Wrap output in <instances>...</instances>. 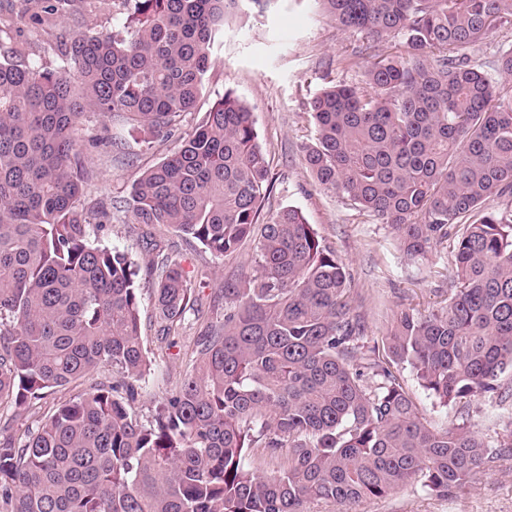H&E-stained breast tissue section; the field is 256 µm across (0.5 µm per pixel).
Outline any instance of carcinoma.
I'll list each match as a JSON object with an SVG mask.
<instances>
[{"instance_id":"cac0c4a2","label":"carcinoma","mask_w":512,"mask_h":512,"mask_svg":"<svg viewBox=\"0 0 512 512\" xmlns=\"http://www.w3.org/2000/svg\"><path fill=\"white\" fill-rule=\"evenodd\" d=\"M93 2L30 0L29 20L52 29ZM243 2L112 0V31L56 38L62 66L0 62V405L36 409L102 366L116 373L23 440L0 427L5 512H308L414 481L446 497L487 458L466 423L432 429L400 371L460 408L503 398L512 375V94L460 55L512 23V0H315L373 61L363 85L310 102L307 168L389 225L408 259L449 246L444 305L398 312L362 352L343 259L296 207L259 223L269 160L253 112L227 92L133 185L130 222L171 226L218 257L253 240L258 272L224 279V319L191 370L150 420L133 413L150 366L140 267L90 239L108 214L85 202L92 170L74 128L90 110L147 143L170 136ZM389 37L403 54H377ZM145 274L165 339L196 292L163 252ZM256 448L287 460L260 475Z\"/></svg>"}]
</instances>
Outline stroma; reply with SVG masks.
I'll return each instance as SVG.
<instances>
[{
	"instance_id": "obj_1",
	"label": "stroma",
	"mask_w": 512,
	"mask_h": 512,
	"mask_svg": "<svg viewBox=\"0 0 512 512\" xmlns=\"http://www.w3.org/2000/svg\"><path fill=\"white\" fill-rule=\"evenodd\" d=\"M0 14L11 17L24 32L29 52L47 66H59L52 34L29 27L23 0H0ZM360 34L341 29L322 15L314 0H263L228 17L224 34L211 51L204 88L192 112L184 114L172 137L144 144L130 127L85 112L76 127L94 169L87 198L103 202L109 216L90 227L102 244L128 248L135 258L145 255L144 241L168 243L169 257L178 262L200 290V316H188L179 333L160 340L152 299L153 283L140 277L141 334L151 367L141 382L142 395L133 410L147 419L182 379L189 357L207 323L224 314L220 291L225 276L238 265L255 267L256 251L246 245L238 258H217L199 243L164 225L130 223L127 207L132 184L148 168L167 158L212 104L232 92L253 111L259 142L270 158L274 187L268 207L299 208L309 224L346 262L355 290L356 313L364 320L368 340L386 335L394 313L412 308L421 313L443 305L453 266L448 250L435 248L417 261H406L394 231L375 224L335 192L324 189L307 169L303 147L314 136L311 98L332 83L362 85L365 60L356 52ZM405 387L430 425L439 431L464 422L488 447L512 430V378L501 386L504 402L472 401L469 409L434 405L411 370L401 373ZM310 512H512V456H495L469 482L447 498L420 486L398 488L385 497L347 506L314 502Z\"/></svg>"
}]
</instances>
